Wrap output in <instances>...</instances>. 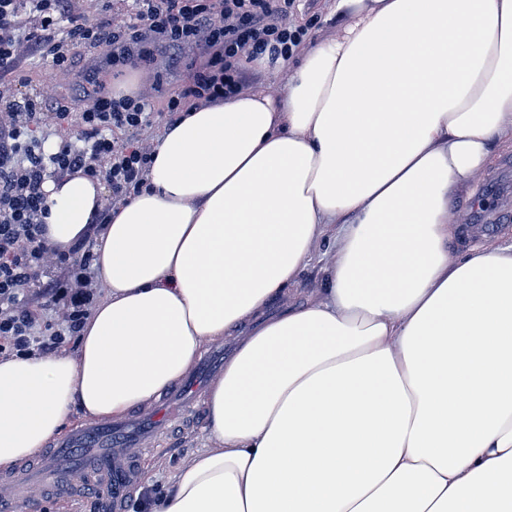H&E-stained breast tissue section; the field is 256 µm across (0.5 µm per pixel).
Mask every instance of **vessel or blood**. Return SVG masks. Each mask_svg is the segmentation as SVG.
<instances>
[{
    "label": "vessel or blood",
    "instance_id": "vessel-or-blood-1",
    "mask_svg": "<svg viewBox=\"0 0 512 512\" xmlns=\"http://www.w3.org/2000/svg\"><path fill=\"white\" fill-rule=\"evenodd\" d=\"M488 201L475 209L476 222L467 228L474 239L512 226V161L487 186ZM223 352L204 357L194 377L176 383L156 408L108 424L87 422L57 440L19 471L0 475V496L12 507L26 501L29 488L65 498L82 488L94 491L100 512H122L138 482V462L154 453V437L170 430L178 410H193L204 383L221 370Z\"/></svg>",
    "mask_w": 512,
    "mask_h": 512
}]
</instances>
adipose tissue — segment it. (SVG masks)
Here are the masks:
<instances>
[{"label": "adipose tissue", "instance_id": "1", "mask_svg": "<svg viewBox=\"0 0 512 512\" xmlns=\"http://www.w3.org/2000/svg\"><path fill=\"white\" fill-rule=\"evenodd\" d=\"M336 11L339 37L278 61L280 95L188 104L156 142L94 239L106 293L77 354L0 356V470L236 335L209 446L154 512H512V245L448 253L452 200L512 142V0ZM44 190L70 252L105 186ZM321 245L325 287L288 304Z\"/></svg>", "mask_w": 512, "mask_h": 512}]
</instances>
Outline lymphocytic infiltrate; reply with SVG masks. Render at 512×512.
Here are the masks:
<instances>
[{"label":"lymphocytic infiltrate","mask_w":512,"mask_h":512,"mask_svg":"<svg viewBox=\"0 0 512 512\" xmlns=\"http://www.w3.org/2000/svg\"><path fill=\"white\" fill-rule=\"evenodd\" d=\"M124 4L126 19L115 26L71 15L67 0H0L1 79L18 75L25 53L51 58L54 71L68 73L75 44L90 52L110 50L113 65L131 68L162 50L202 55L164 115H156L143 96L99 90L76 116V133L60 136L52 151L45 150L42 132L50 123L68 125L74 116L65 105L50 112L45 102L24 99L0 118V355L55 352L79 336L96 305L91 239L55 255L59 274L45 273L51 252L44 237V183L79 169L102 179L114 198H131L144 187L153 155L129 139V132L160 117L174 126L188 100L231 97L239 89L242 59L291 58L304 37L288 23L295 0H204L192 9L184 0ZM22 11L36 18V27L16 24ZM55 310L63 311V319L45 320V312Z\"/></svg>","instance_id":"lymphocytic-infiltrate-1"}]
</instances>
